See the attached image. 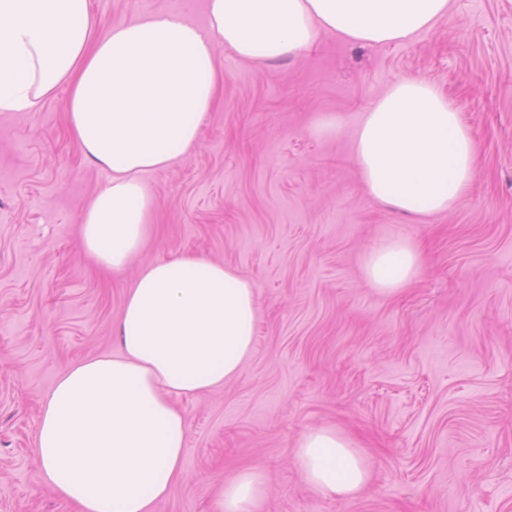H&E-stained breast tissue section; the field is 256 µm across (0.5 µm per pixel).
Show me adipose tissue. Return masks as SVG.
<instances>
[{"label":"adipose tissue","mask_w":512,"mask_h":512,"mask_svg":"<svg viewBox=\"0 0 512 512\" xmlns=\"http://www.w3.org/2000/svg\"><path fill=\"white\" fill-rule=\"evenodd\" d=\"M448 0H207L198 25L156 11L97 34L90 0H0V112H31L67 87L70 131L109 174L86 205L85 253L118 270L150 232L154 199L144 177L200 142L221 74L217 50L272 62L309 49L321 32L364 45L430 28ZM354 162L368 194L421 218L451 209L475 179V144L461 115L432 84L394 83L366 112ZM419 250L389 240L365 257L375 291L393 296L420 271ZM257 327L253 283L205 258L143 268L128 289L119 355L80 362L42 409V476L78 512H151L184 476L186 424L178 399L223 386L250 355ZM306 483L347 500L369 464L333 428L306 430L297 446ZM257 470L225 482L218 512H255L266 495Z\"/></svg>","instance_id":"ef3b65f1"}]
</instances>
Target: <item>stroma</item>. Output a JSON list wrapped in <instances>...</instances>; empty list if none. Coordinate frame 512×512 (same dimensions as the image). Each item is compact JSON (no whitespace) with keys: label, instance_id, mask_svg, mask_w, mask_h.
Wrapping results in <instances>:
<instances>
[{"label":"stroma","instance_id":"obj_1","mask_svg":"<svg viewBox=\"0 0 512 512\" xmlns=\"http://www.w3.org/2000/svg\"><path fill=\"white\" fill-rule=\"evenodd\" d=\"M98 32L205 0H91ZM222 82L199 146L149 174L145 247L118 272L80 245L108 181L69 133L66 88L0 112V512H75L35 462L43 402L76 362L119 353L127 289L148 264L192 255L256 289L240 374L179 400L184 479L152 512H216L226 479L264 471L257 512H512V0H450L412 37L376 46L322 33L255 64L218 49ZM434 85L476 145V178L449 211L413 218L372 199L353 162L364 112L393 83ZM336 115L334 135L312 128ZM405 239L423 257L376 294L366 253ZM332 427L366 454L348 500L302 480L303 431Z\"/></svg>","mask_w":512,"mask_h":512}]
</instances>
